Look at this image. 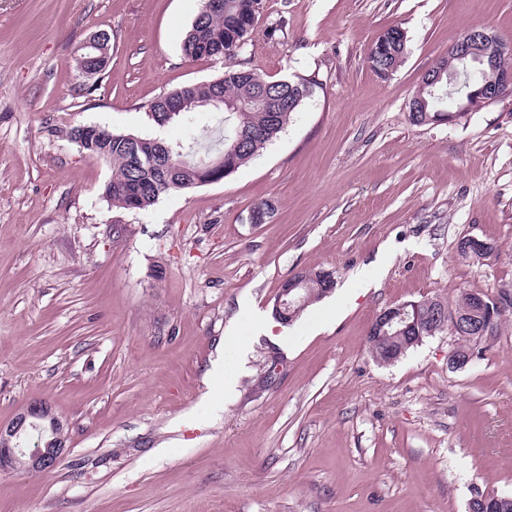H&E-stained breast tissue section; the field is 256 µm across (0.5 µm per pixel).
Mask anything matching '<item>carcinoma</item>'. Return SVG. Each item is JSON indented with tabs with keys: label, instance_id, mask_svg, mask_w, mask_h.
<instances>
[{
	"label": "carcinoma",
	"instance_id": "1",
	"mask_svg": "<svg viewBox=\"0 0 512 512\" xmlns=\"http://www.w3.org/2000/svg\"><path fill=\"white\" fill-rule=\"evenodd\" d=\"M262 0H224V8L212 10L208 0L202 5L187 31L182 50L191 58L224 60V74L211 81L182 85L147 104L148 116L160 127L171 120L182 121L183 137L173 146L172 162L157 156L159 138L114 133L96 126L93 146L83 149L91 157L104 160L112 167V176L103 195L113 207L126 211H145L164 195L192 189L198 182L197 168L203 160L193 158L197 132L204 113L222 115L224 143L217 154L224 157L223 179L260 155L276 140L298 111L303 98L300 91L313 85L300 76L268 80L252 68L236 61L238 52L251 41ZM267 91L281 99L278 112L267 111L258 101V81ZM222 97L224 106L216 109L208 101ZM427 111L422 119H436V111L447 109L448 95H425ZM326 295L321 283L312 281L301 291L302 308ZM387 337L368 335L372 354L381 363L391 360V352L403 343L397 326L386 327ZM478 512H512V495H493L488 502L470 503Z\"/></svg>",
	"mask_w": 512,
	"mask_h": 512
}]
</instances>
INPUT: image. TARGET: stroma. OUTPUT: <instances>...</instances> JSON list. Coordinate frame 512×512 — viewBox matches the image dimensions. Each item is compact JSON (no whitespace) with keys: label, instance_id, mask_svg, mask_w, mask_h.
I'll list each match as a JSON object with an SVG mask.
<instances>
[{"label":"stroma","instance_id":"obj_1","mask_svg":"<svg viewBox=\"0 0 512 512\" xmlns=\"http://www.w3.org/2000/svg\"><path fill=\"white\" fill-rule=\"evenodd\" d=\"M199 8L0 0V424L46 400L69 425L54 468L0 472V512H468L511 494L512 320L462 368L447 331L388 366L367 337L391 304L512 289V90L453 124L409 117L467 29L512 43V0H262L239 60L317 80L286 129L220 182L114 208L110 165L67 133L180 140L147 105L222 74L182 52ZM393 25L406 53L383 79L367 53ZM99 29L112 58L82 97L74 58ZM468 235L496 259H460ZM312 269L335 289L278 321L280 283ZM272 345L287 367L258 392Z\"/></svg>","mask_w":512,"mask_h":512}]
</instances>
